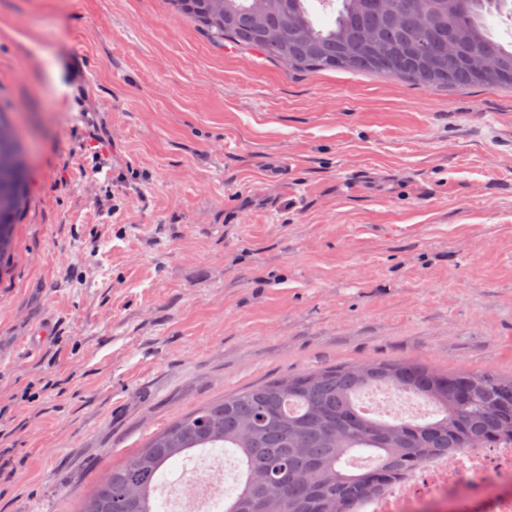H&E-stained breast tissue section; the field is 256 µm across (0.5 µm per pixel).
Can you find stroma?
I'll use <instances>...</instances> for the list:
<instances>
[{
	"instance_id": "35a3bbf8",
	"label": "stroma",
	"mask_w": 512,
	"mask_h": 512,
	"mask_svg": "<svg viewBox=\"0 0 512 512\" xmlns=\"http://www.w3.org/2000/svg\"><path fill=\"white\" fill-rule=\"evenodd\" d=\"M0 102L32 157L0 274V512H77L261 382L512 374V88L290 71L166 0H0Z\"/></svg>"
}]
</instances>
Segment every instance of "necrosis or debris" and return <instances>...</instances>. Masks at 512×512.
<instances>
[{
	"instance_id": "necrosis-or-debris-1",
	"label": "necrosis or debris",
	"mask_w": 512,
	"mask_h": 512,
	"mask_svg": "<svg viewBox=\"0 0 512 512\" xmlns=\"http://www.w3.org/2000/svg\"><path fill=\"white\" fill-rule=\"evenodd\" d=\"M238 466L213 455L194 466L196 482L170 489V512H221L238 480ZM461 498L469 512H512V445L444 449L399 472L389 487L355 500L351 512H418L434 499Z\"/></svg>"
}]
</instances>
